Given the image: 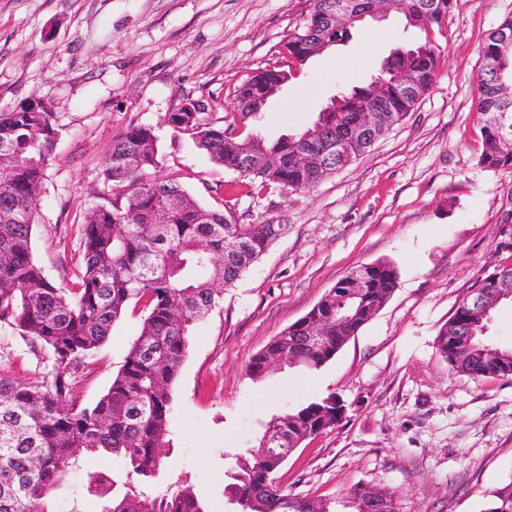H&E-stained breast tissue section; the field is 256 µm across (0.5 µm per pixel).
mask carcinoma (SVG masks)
Here are the masks:
<instances>
[{
	"label": "carcinoma",
	"mask_w": 512,
	"mask_h": 512,
	"mask_svg": "<svg viewBox=\"0 0 512 512\" xmlns=\"http://www.w3.org/2000/svg\"><path fill=\"white\" fill-rule=\"evenodd\" d=\"M338 0H311L302 29L280 45L282 62L256 70L234 91L232 121L216 129L200 112L169 113L173 130L190 136L212 161L261 187L275 185L290 192L314 188L346 163L303 168L294 160L301 134H284L273 142L259 133L243 134L239 124L250 118L247 95L270 84H286L293 64H304L307 45L326 41L334 46L349 37V29L328 26L325 14ZM456 0H409L402 12L406 27L427 33L441 27ZM440 50L429 39L394 49L365 86L337 95L336 111L319 112L306 132L327 138L340 132L366 106L371 90L383 88L381 105L402 122L432 88ZM483 68L478 79L477 112L483 117L480 164L492 170H512V152L498 140L512 137V13L501 19L482 47ZM408 76L413 91H401ZM54 114L50 107L33 111L29 100L0 113V148L11 162L0 168V327L18 330L49 353L54 368L37 382L17 381L0 374V512H29L31 503L47 508L49 495L66 478L81 470L90 455L112 454L125 459V480L108 472L89 476L87 491L106 499L103 512H206L194 487L177 494L152 496L138 489L132 477L155 478L163 449L170 447L171 388L189 348L191 327L207 317L242 274L279 237L278 224H237L201 205L175 178L158 171V138L153 129L135 126L114 142L103 170V192L89 210L73 260L77 281L58 288L35 262L32 235L45 172L54 147ZM257 146L288 154L285 168L251 170L242 166V150ZM168 210L165 224L148 218ZM369 285L355 298L341 278L301 320L274 337L245 366L262 379L268 361L280 355L290 366L317 370L331 360L390 299L397 270L388 262L368 269ZM145 315L139 336L113 376L107 392L93 405L72 400L73 381L83 362L107 341L113 323L130 306ZM327 321L326 339L307 342L314 323ZM487 319L476 321L467 298L439 329L436 350L453 371L475 381L484 377L512 378V351L485 338ZM474 336L459 351L448 344V331ZM343 404L334 394L312 401L273 419L261 440L277 437L276 448L251 451L238 459L237 470L224 493L237 512H332L329 502L298 497L282 489L275 473L303 441L339 423ZM355 512H398L395 494L373 502V490L348 492ZM485 512H512V482L490 492Z\"/></svg>",
	"instance_id": "carcinoma-1"
}]
</instances>
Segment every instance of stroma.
I'll return each mask as SVG.
<instances>
[{
  "mask_svg": "<svg viewBox=\"0 0 512 512\" xmlns=\"http://www.w3.org/2000/svg\"><path fill=\"white\" fill-rule=\"evenodd\" d=\"M310 0H0V112L38 98L55 114L53 159L42 185L32 249L53 284L76 280L71 257L102 188L112 142L152 126L161 176H175L203 205L239 224L285 232L195 324L171 388L172 444L154 495L193 485L207 512H231L224 496L235 456L267 422L335 394L346 413L303 442L276 474L282 488L333 502L354 486L394 492L399 512H484L489 491L512 482V379L475 381L452 371L435 338L481 272L512 264L501 222L512 209V172L479 163L476 110L481 48L512 0H456L430 37L441 54L433 87L373 148L311 190L242 184L166 116L203 100L214 128L230 120L235 87L275 63L303 26ZM397 13L365 21L341 45L298 66L254 126L270 141L311 126L330 99L369 83L409 42ZM297 103L294 112L284 102ZM392 263L389 301L320 369L282 367L261 380L245 365L305 316L348 271ZM129 308L106 344L85 360L73 396L90 406L108 390L140 332ZM53 363L30 337L0 328V374L48 375ZM115 456L88 459L52 492L49 512H102L90 473L121 471Z\"/></svg>",
  "mask_w": 512,
  "mask_h": 512,
  "instance_id": "1",
  "label": "stroma"
}]
</instances>
